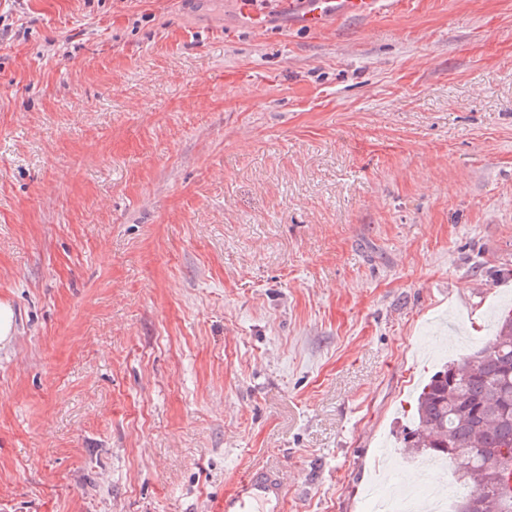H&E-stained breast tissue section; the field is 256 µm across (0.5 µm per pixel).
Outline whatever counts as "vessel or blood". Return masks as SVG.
I'll use <instances>...</instances> for the list:
<instances>
[{
    "mask_svg": "<svg viewBox=\"0 0 512 512\" xmlns=\"http://www.w3.org/2000/svg\"><path fill=\"white\" fill-rule=\"evenodd\" d=\"M300 26L319 30L333 17L371 13L375 0H304ZM288 472L282 466L250 468L224 495L222 512H285Z\"/></svg>",
    "mask_w": 512,
    "mask_h": 512,
    "instance_id": "vessel-or-blood-1",
    "label": "vessel or blood"
}]
</instances>
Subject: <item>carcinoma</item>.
Segmentation results:
<instances>
[{"label":"carcinoma","mask_w":512,"mask_h":512,"mask_svg":"<svg viewBox=\"0 0 512 512\" xmlns=\"http://www.w3.org/2000/svg\"><path fill=\"white\" fill-rule=\"evenodd\" d=\"M417 421L402 444L417 454L448 459L459 494L453 512H474L494 473L479 450H512V314L472 360L437 371L418 398ZM480 512H512V496L482 500Z\"/></svg>","instance_id":"carcinoma-1"}]
</instances>
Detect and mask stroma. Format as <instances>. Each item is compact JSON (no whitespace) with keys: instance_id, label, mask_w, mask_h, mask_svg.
I'll return each mask as SVG.
<instances>
[{"instance_id":"1","label":"stroma","mask_w":512,"mask_h":512,"mask_svg":"<svg viewBox=\"0 0 512 512\" xmlns=\"http://www.w3.org/2000/svg\"><path fill=\"white\" fill-rule=\"evenodd\" d=\"M0 0V512H371L512 309V0ZM305 7L298 18L300 26L320 30L330 18L342 15H367L377 0H303ZM288 488L285 467H251L233 489L224 494L222 512H284Z\"/></svg>"}]
</instances>
